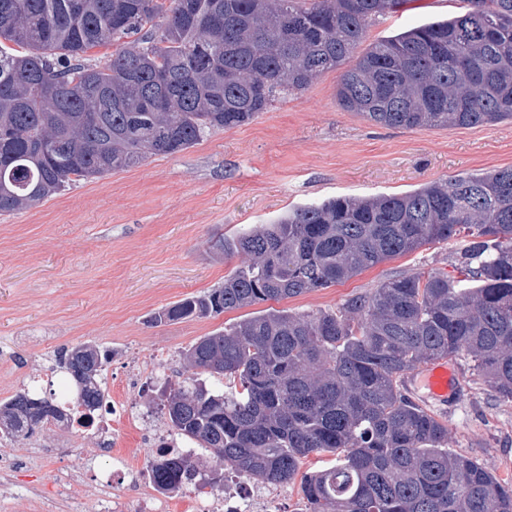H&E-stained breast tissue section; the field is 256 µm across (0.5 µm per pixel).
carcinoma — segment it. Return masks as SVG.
<instances>
[{"mask_svg":"<svg viewBox=\"0 0 512 512\" xmlns=\"http://www.w3.org/2000/svg\"><path fill=\"white\" fill-rule=\"evenodd\" d=\"M412 0H0V212L194 146L254 119L343 64L339 106L393 128L512 121V0L377 41L368 28ZM113 46L103 64L90 51ZM460 239L456 269L382 283L335 310L268 309L186 349L192 373L163 409L224 470L286 485L302 459L305 512H512V485L448 450V426L406 397L403 375L466 356L512 401V166L367 199L336 197L244 227L212 246L245 261L224 285L155 314L220 315L330 288L426 245ZM112 353L62 348L65 402L23 389L0 402V435L30 437L92 414ZM225 379L201 387L200 376ZM173 493L186 456L150 462Z\"/></svg>","mask_w":512,"mask_h":512,"instance_id":"carcinoma-1","label":"carcinoma"}]
</instances>
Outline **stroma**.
Segmentation results:
<instances>
[{"label":"stroma","mask_w":512,"mask_h":512,"mask_svg":"<svg viewBox=\"0 0 512 512\" xmlns=\"http://www.w3.org/2000/svg\"><path fill=\"white\" fill-rule=\"evenodd\" d=\"M457 11V0H411L378 18L374 43ZM340 70L278 99L242 125L205 135L176 154L82 180L17 212L0 214V400L27 384L57 391V352L89 343L110 349L105 383L145 417L160 415L164 381L187 376L183 353L198 338L239 321L242 310L163 325L176 301L221 286L241 257L216 258L211 241L288 208L331 197L401 194L476 170L512 165V123L389 128L341 109ZM460 240L432 243L336 286L276 302L291 313L333 310L384 281L413 273L456 276ZM164 370L131 381L127 362ZM463 386L437 418L450 450L512 483V401L499 399L464 357ZM97 432L46 426L0 447L20 467L0 471V512H105L110 486L142 469L137 435L119 443L120 465L95 456Z\"/></svg>","instance_id":"1"}]
</instances>
